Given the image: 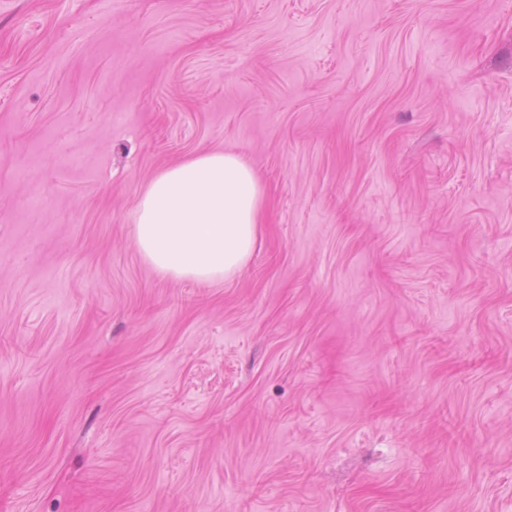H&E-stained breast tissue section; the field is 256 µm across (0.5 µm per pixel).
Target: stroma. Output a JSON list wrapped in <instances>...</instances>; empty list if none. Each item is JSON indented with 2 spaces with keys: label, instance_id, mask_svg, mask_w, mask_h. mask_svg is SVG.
Listing matches in <instances>:
<instances>
[{
  "label": "stroma",
  "instance_id": "35a3bbf8",
  "mask_svg": "<svg viewBox=\"0 0 512 512\" xmlns=\"http://www.w3.org/2000/svg\"><path fill=\"white\" fill-rule=\"evenodd\" d=\"M204 151L262 235L173 280ZM0 512H512V0H0ZM263 208L262 186L239 155L199 153L162 170L143 189L134 244L166 277L216 282L248 263Z\"/></svg>",
  "mask_w": 512,
  "mask_h": 512
}]
</instances>
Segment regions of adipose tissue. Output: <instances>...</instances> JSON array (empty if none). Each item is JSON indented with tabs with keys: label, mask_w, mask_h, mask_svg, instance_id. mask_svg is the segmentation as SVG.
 <instances>
[{
	"label": "adipose tissue",
	"mask_w": 512,
	"mask_h": 512,
	"mask_svg": "<svg viewBox=\"0 0 512 512\" xmlns=\"http://www.w3.org/2000/svg\"><path fill=\"white\" fill-rule=\"evenodd\" d=\"M263 208L260 182L239 155L199 153L162 170L143 189L134 244L166 277L216 282L248 263Z\"/></svg>",
	"instance_id": "1"
}]
</instances>
